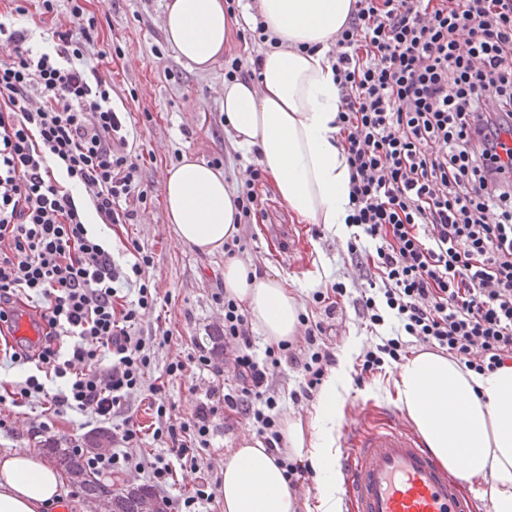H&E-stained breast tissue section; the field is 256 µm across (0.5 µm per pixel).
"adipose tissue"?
<instances>
[{
	"instance_id": "obj_1",
	"label": "adipose tissue",
	"mask_w": 512,
	"mask_h": 512,
	"mask_svg": "<svg viewBox=\"0 0 512 512\" xmlns=\"http://www.w3.org/2000/svg\"><path fill=\"white\" fill-rule=\"evenodd\" d=\"M355 0H259V18L276 42L260 56L257 78L225 80L224 129L257 162L271 188L300 221L345 232L349 168L337 144L339 91L327 52ZM238 19L224 0H167L162 28L179 57L205 71L222 56ZM166 217L177 243L212 253L239 232L235 193L221 169L185 157L164 184ZM224 291L245 308L266 342L293 339L301 304L286 280L237 260L224 265ZM350 357L324 380L309 423L283 418L280 431L295 458L316 475L318 512H342L336 471V423ZM397 404L427 448L463 480L482 476L493 512H512V362L476 373L422 351L392 376ZM223 512H299L283 466L245 432L224 457ZM71 490L30 448L0 452V512H60Z\"/></svg>"
}]
</instances>
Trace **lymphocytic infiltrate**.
<instances>
[{"mask_svg": "<svg viewBox=\"0 0 512 512\" xmlns=\"http://www.w3.org/2000/svg\"><path fill=\"white\" fill-rule=\"evenodd\" d=\"M20 0H0V326L18 308L35 312L36 342L6 343L0 364H33L13 382V406L120 422L108 451L89 468L136 471L162 486L174 467L197 471L217 415L251 422L288 476L274 411L279 369L300 372L311 397L336 355L325 322L351 299L368 330L395 324L367 350V376L400 361L410 344L446 351L468 369L512 360V0H355L329 50L340 105L338 143L350 169L347 241L354 266L370 268L364 287L316 291L325 317L306 328L305 348L283 342L255 352L245 310L224 292V357L201 340L162 370L166 378L210 374L215 383L187 419L172 416L163 385L148 382L154 336L134 329L158 303L141 278L152 255L133 247L118 268L85 220L131 224L146 193L128 131L108 85L86 62L98 35L88 18L80 37L56 29L54 46L33 51L15 19ZM83 185L88 199L68 190ZM148 394L154 447L124 407Z\"/></svg>", "mask_w": 512, "mask_h": 512, "instance_id": "lymphocytic-infiltrate-1", "label": "lymphocytic infiltrate"}]
</instances>
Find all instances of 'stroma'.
Wrapping results in <instances>:
<instances>
[{
  "label": "stroma",
  "mask_w": 512,
  "mask_h": 512,
  "mask_svg": "<svg viewBox=\"0 0 512 512\" xmlns=\"http://www.w3.org/2000/svg\"><path fill=\"white\" fill-rule=\"evenodd\" d=\"M166 0H84L87 15L98 20L99 39L89 47L97 56L100 76L112 86L115 111L120 112L133 137V150L140 157V179L148 193L132 224H92V232L107 243L117 265L127 266L132 245H139L154 258L145 279L168 298L166 325L173 335L155 351V364L164 367L185 356L192 338L215 332L223 322V310L212 300L224 285L223 252L200 253L176 244L167 222L163 185L171 167L189 155L223 170L225 178L238 187L245 181L251 152L232 144L224 131V99L220 89L228 70V55L243 54L246 48L238 34L227 41L226 57L210 70L192 68L169 47L164 38L162 17ZM265 215L256 224L242 225L239 236L246 245L242 262L260 273L279 272L298 297L303 313L321 317L312 295L337 281L351 282L356 272L345 263L344 236L323 224H299L276 195L263 197ZM389 326L367 332L354 309L337 316L325 340L336 354L348 348L364 350L379 343ZM394 365L350 384L344 395V412L364 407L371 424H378L385 410L396 409L391 374ZM207 377L195 383L174 379L166 385L163 398L177 416L187 418L206 399ZM6 425L0 429V451L8 448L41 449L49 441L63 447L86 444L90 435L112 430L114 423L96 417L81 422L79 417L49 418L50 433L31 430L24 415L0 410ZM247 425L244 419L216 420L209 448L202 450L201 465L222 470L224 456L235 447Z\"/></svg>",
  "instance_id": "35a3bbf8"
}]
</instances>
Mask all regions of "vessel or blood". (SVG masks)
Instances as JSON below:
<instances>
[{
  "mask_svg": "<svg viewBox=\"0 0 512 512\" xmlns=\"http://www.w3.org/2000/svg\"><path fill=\"white\" fill-rule=\"evenodd\" d=\"M355 411L343 433L337 465L349 512H474L462 482L443 469L398 412L368 428Z\"/></svg>",
  "mask_w": 512,
  "mask_h": 512,
  "instance_id": "b4317fda",
  "label": "vessel or blood"
}]
</instances>
